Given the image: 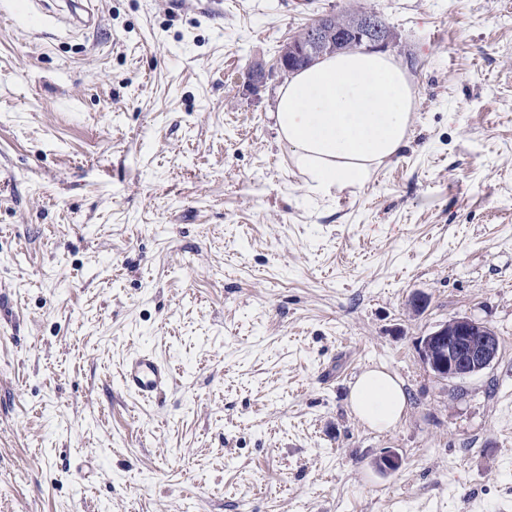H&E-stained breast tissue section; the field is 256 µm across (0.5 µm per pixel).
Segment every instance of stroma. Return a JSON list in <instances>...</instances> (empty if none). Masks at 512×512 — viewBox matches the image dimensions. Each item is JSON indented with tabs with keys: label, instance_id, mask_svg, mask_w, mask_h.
I'll return each mask as SVG.
<instances>
[{
	"label": "stroma",
	"instance_id": "35a3bbf8",
	"mask_svg": "<svg viewBox=\"0 0 512 512\" xmlns=\"http://www.w3.org/2000/svg\"><path fill=\"white\" fill-rule=\"evenodd\" d=\"M91 5L0 0V512H512V0ZM359 5L408 137L318 194L245 74ZM457 314L500 351L446 381L421 341ZM140 352L161 399L119 385ZM369 367L407 395L384 431ZM368 9L375 11L373 8ZM371 12L358 11L357 14L353 16L351 23L346 29H344V31H350L353 33V31L361 29L369 33L368 38L366 35L367 33L365 32H359L358 36L356 34L358 38V44L367 38L368 45L362 50H385L394 44V37L388 27L382 24L379 17L374 14V12ZM168 365L147 353L130 357L120 372V384L127 392L144 400L164 393L172 382ZM349 406L370 428L386 430L399 422L407 404L402 384L384 369L362 372L350 386Z\"/></svg>",
	"mask_w": 512,
	"mask_h": 512
}]
</instances>
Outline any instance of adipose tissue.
I'll use <instances>...</instances> for the list:
<instances>
[{
    "label": "adipose tissue",
    "mask_w": 512,
    "mask_h": 512,
    "mask_svg": "<svg viewBox=\"0 0 512 512\" xmlns=\"http://www.w3.org/2000/svg\"><path fill=\"white\" fill-rule=\"evenodd\" d=\"M413 104L404 71L377 52L345 53L296 73L278 95L275 120L296 167L316 189L361 185L403 147ZM401 383L370 368L350 386L349 406L370 428L399 422Z\"/></svg>",
    "instance_id": "obj_1"
}]
</instances>
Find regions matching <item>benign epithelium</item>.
I'll list each match as a JSON object with an SVG mask.
<instances>
[{
    "instance_id": "benign-epithelium-1",
    "label": "benign epithelium",
    "mask_w": 512,
    "mask_h": 512,
    "mask_svg": "<svg viewBox=\"0 0 512 512\" xmlns=\"http://www.w3.org/2000/svg\"><path fill=\"white\" fill-rule=\"evenodd\" d=\"M364 30L369 33L367 51L385 50L394 44V37L379 17L371 12L359 11L353 16L347 30ZM347 36L336 28V14L325 12L317 22L290 37L282 44L276 58L275 72L286 76L299 63L311 64V59L326 51L338 52L336 45ZM272 72L253 68L247 73L248 87L257 91L265 86ZM447 343L448 359L434 354L437 343ZM500 343L495 331L486 324L467 315H455L437 325L423 341V358L433 373L453 380L475 375L488 368L499 355Z\"/></svg>"
}]
</instances>
